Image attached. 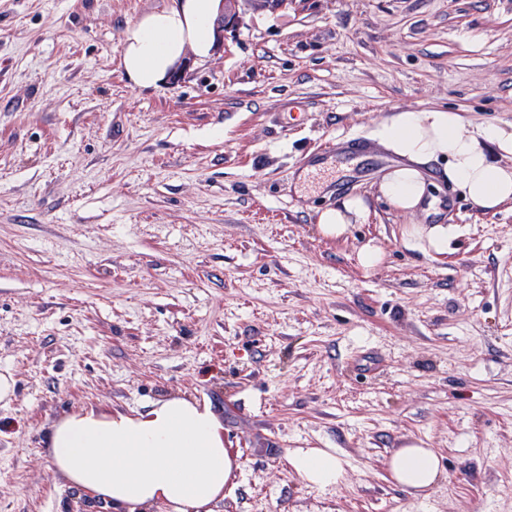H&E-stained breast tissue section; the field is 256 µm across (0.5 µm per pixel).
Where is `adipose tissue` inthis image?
Instances as JSON below:
<instances>
[{
	"mask_svg": "<svg viewBox=\"0 0 512 512\" xmlns=\"http://www.w3.org/2000/svg\"><path fill=\"white\" fill-rule=\"evenodd\" d=\"M220 8V0H178L141 17L121 50L132 84L158 87L186 52L208 58ZM374 137L399 158L378 185L394 209H421L431 187L425 169L432 163L439 165L442 181L481 209L512 202V130L489 127L470 133L455 111L409 108L380 123ZM370 215L363 196L346 195L320 211L317 223L324 235L340 237L350 225L368 223ZM47 449L64 485L92 494L114 512H155L161 504L170 512H215L235 468L211 407L181 397L159 400L138 416L92 411L70 416L52 427ZM287 457L308 486L332 488L345 477L335 449L295 448ZM388 469L393 482L414 495L430 489L441 475L436 453L415 445L394 452Z\"/></svg>",
	"mask_w": 512,
	"mask_h": 512,
	"instance_id": "1",
	"label": "adipose tissue"
}]
</instances>
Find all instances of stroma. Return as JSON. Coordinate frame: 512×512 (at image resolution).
<instances>
[{
	"mask_svg": "<svg viewBox=\"0 0 512 512\" xmlns=\"http://www.w3.org/2000/svg\"><path fill=\"white\" fill-rule=\"evenodd\" d=\"M172 2L0 0V512H112L61 484L46 433L168 396L222 423L216 512H512V204L439 182L393 210L370 138L397 108L512 127V0L249 8L137 88L124 40ZM348 193L371 222L324 236ZM415 223L455 226L448 253ZM409 445L439 457L424 499L389 476ZM292 448L335 449L344 481L307 487Z\"/></svg>",
	"mask_w": 512,
	"mask_h": 512,
	"instance_id": "stroma-1",
	"label": "stroma"
}]
</instances>
